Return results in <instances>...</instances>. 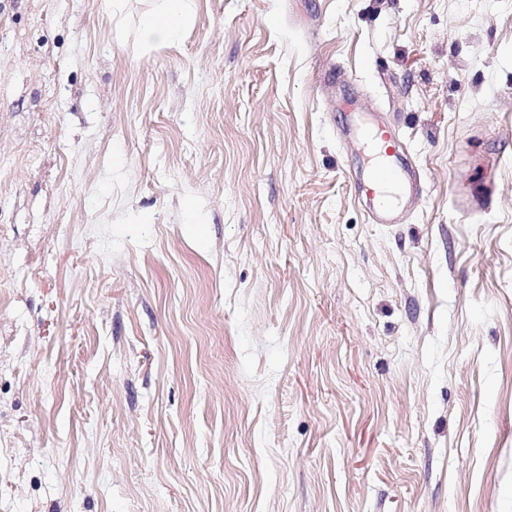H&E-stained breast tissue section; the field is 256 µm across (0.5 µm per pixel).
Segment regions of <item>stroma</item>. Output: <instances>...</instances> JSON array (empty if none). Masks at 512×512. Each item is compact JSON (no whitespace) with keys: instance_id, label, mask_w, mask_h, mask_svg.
Returning <instances> with one entry per match:
<instances>
[{"instance_id":"1","label":"stroma","mask_w":512,"mask_h":512,"mask_svg":"<svg viewBox=\"0 0 512 512\" xmlns=\"http://www.w3.org/2000/svg\"><path fill=\"white\" fill-rule=\"evenodd\" d=\"M153 3L0 0V512H512V0ZM195 0H161V5L146 12L140 20V38L151 44L170 41L191 13ZM362 137L365 146L371 150L372 158L363 168L358 193L370 200V222L400 224L405 214L404 201L419 189L415 167L401 137L392 128L377 125ZM392 189L400 191L397 205L387 198Z\"/></svg>"}]
</instances>
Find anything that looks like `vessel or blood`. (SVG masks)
<instances>
[{"mask_svg": "<svg viewBox=\"0 0 512 512\" xmlns=\"http://www.w3.org/2000/svg\"><path fill=\"white\" fill-rule=\"evenodd\" d=\"M363 141L372 158L362 172L358 193L370 201L369 219L374 224L402 223L403 202L418 191L415 167L392 128L374 126Z\"/></svg>", "mask_w": 512, "mask_h": 512, "instance_id": "b4317fda", "label": "vessel or blood"}]
</instances>
